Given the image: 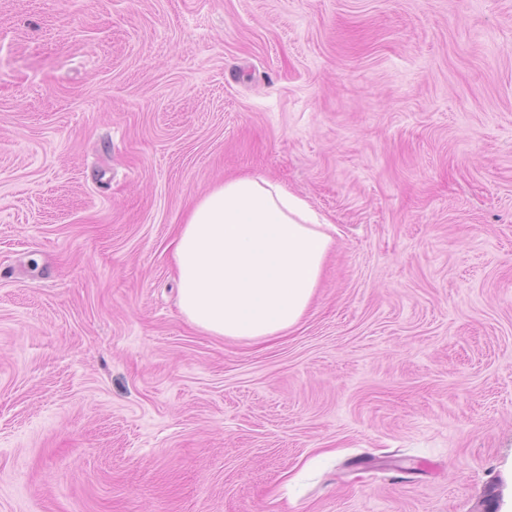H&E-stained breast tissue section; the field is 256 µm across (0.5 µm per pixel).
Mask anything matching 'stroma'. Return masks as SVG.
Listing matches in <instances>:
<instances>
[{
  "instance_id": "stroma-1",
  "label": "stroma",
  "mask_w": 512,
  "mask_h": 512,
  "mask_svg": "<svg viewBox=\"0 0 512 512\" xmlns=\"http://www.w3.org/2000/svg\"><path fill=\"white\" fill-rule=\"evenodd\" d=\"M240 175L336 227L261 342L177 306ZM0 512H512V0H0Z\"/></svg>"
}]
</instances>
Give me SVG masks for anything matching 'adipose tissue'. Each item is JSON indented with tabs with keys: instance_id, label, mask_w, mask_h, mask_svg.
<instances>
[{
	"instance_id": "obj_1",
	"label": "adipose tissue",
	"mask_w": 512,
	"mask_h": 512,
	"mask_svg": "<svg viewBox=\"0 0 512 512\" xmlns=\"http://www.w3.org/2000/svg\"><path fill=\"white\" fill-rule=\"evenodd\" d=\"M303 198L258 175L196 202L174 239L179 307L197 329L243 341L288 335L306 316L333 245Z\"/></svg>"
}]
</instances>
